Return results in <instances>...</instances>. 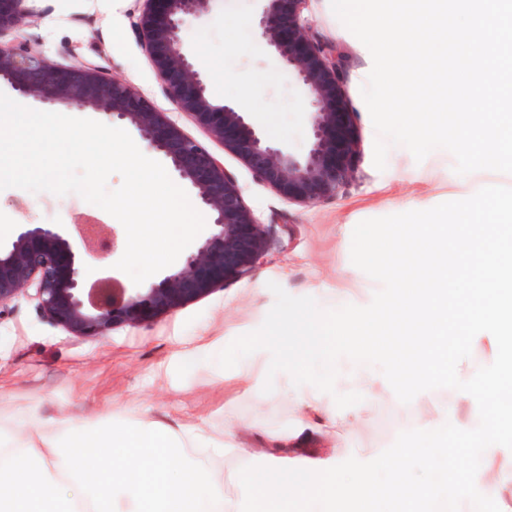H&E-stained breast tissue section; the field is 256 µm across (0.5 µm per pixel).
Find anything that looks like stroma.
Listing matches in <instances>:
<instances>
[{"label":"stroma","mask_w":512,"mask_h":512,"mask_svg":"<svg viewBox=\"0 0 512 512\" xmlns=\"http://www.w3.org/2000/svg\"><path fill=\"white\" fill-rule=\"evenodd\" d=\"M144 6V0H31L20 28L0 35V47L41 55L59 66L92 62L133 86L235 176L246 205L264 226L267 250L247 273L211 295L104 338L69 335L26 298L12 301L0 317V415L21 410L42 420L93 421L110 411L174 428L216 429L229 416L240 447H269V432L283 431L294 448L340 444L352 466L409 443L418 450L413 473L422 476L433 438L417 425L391 424L394 412L414 410L410 397L386 394L353 426L340 421L302 428L287 396L298 379L259 338L270 316L312 305L318 292L326 299L325 316L339 321L353 310L380 307L395 282L383 265L363 260L358 225L376 224L390 233L405 223L398 205L407 200L416 202L424 217L444 222L469 207L480 191L512 196V175H459L447 150H434L418 162L398 145L390 146L385 169H377L376 133L361 94L371 55L334 15L330 0H311L306 12L310 32L335 45L347 72L345 92L359 162L353 181L339 195L312 205L288 202L172 104L135 29ZM255 9L254 0H211L201 19L185 24L183 47L215 101L235 102L272 141L301 155L310 143L308 105L257 33ZM84 216L114 221L74 193L0 191L4 242L19 224H73ZM193 350L205 358L190 365L184 355ZM244 359L264 368L250 389L236 377V365Z\"/></svg>","instance_id":"obj_1"}]
</instances>
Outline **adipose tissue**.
<instances>
[{
    "instance_id": "1",
    "label": "adipose tissue",
    "mask_w": 512,
    "mask_h": 512,
    "mask_svg": "<svg viewBox=\"0 0 512 512\" xmlns=\"http://www.w3.org/2000/svg\"><path fill=\"white\" fill-rule=\"evenodd\" d=\"M512 212V201L485 196L453 224H407L394 242L368 260L387 266L395 288L378 312L362 309L326 324L317 307L272 317L262 343L307 384L290 390L301 425L319 428L335 420L336 407L308 382L315 356L340 342L358 369L356 414L386 392L412 397L420 430L450 436L470 456L458 465L447 448L432 450L430 468L448 473L452 502L512 501V406L502 393L512 386V336L504 318L512 310V227L486 215ZM487 341L493 366L449 373V347ZM387 365L382 375L379 365ZM453 380L455 401L436 405L426 388ZM229 431L203 427L170 430L105 413L96 425L72 418L41 421L14 415L0 422V512H373L376 496L394 500L399 512H447L431 476L413 477L414 448L376 456L344 470L337 455H291L289 438L256 457L235 448L240 468L211 478L204 462L223 457ZM195 449L188 459L183 449ZM260 462L257 494L230 500L245 485L244 471Z\"/></svg>"
}]
</instances>
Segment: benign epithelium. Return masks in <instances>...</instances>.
Here are the masks:
<instances>
[{
    "label": "benign epithelium",
    "instance_id": "7a95c632",
    "mask_svg": "<svg viewBox=\"0 0 512 512\" xmlns=\"http://www.w3.org/2000/svg\"><path fill=\"white\" fill-rule=\"evenodd\" d=\"M26 2L0 0V35L22 24ZM144 2L136 29L173 103L222 141L258 181L299 204L320 202L349 185L358 143L345 98V69L332 46L310 33L304 16L308 0H255L261 37L309 103L312 140L303 156L270 142L237 104L208 95L180 33L187 19L208 11L211 0ZM2 81L23 99L92 107L133 127L190 185L213 222L179 267L130 287L114 276L113 257L125 248L118 225L90 218L77 224H18L11 241L0 245V316L23 295L50 323L74 336H107L116 327L147 324L213 293L264 253L262 224L244 203L234 176L129 84L94 65L60 67L23 50L0 48Z\"/></svg>",
    "mask_w": 512,
    "mask_h": 512
}]
</instances>
